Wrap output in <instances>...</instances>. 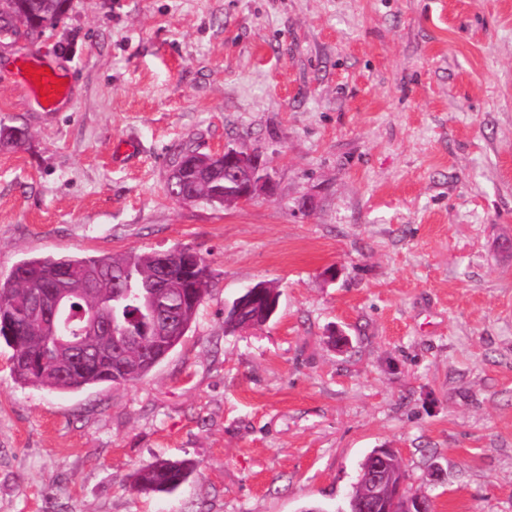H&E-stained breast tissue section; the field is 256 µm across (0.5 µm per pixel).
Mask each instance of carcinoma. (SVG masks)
I'll return each instance as SVG.
<instances>
[{
	"mask_svg": "<svg viewBox=\"0 0 512 512\" xmlns=\"http://www.w3.org/2000/svg\"><path fill=\"white\" fill-rule=\"evenodd\" d=\"M70 0H0V37L38 38L55 28L68 10ZM27 138L22 125H14L0 118V149L21 147ZM180 176L168 188L170 194L186 203H199L211 207H224V159L219 156L199 157V152L180 145L177 160ZM93 269L105 279L89 293L73 297L76 313L86 315L102 312L115 320L114 333L93 336L98 342L96 351L112 356V348L132 339L145 351H155L161 338L149 330L152 317L145 310L143 300L130 297L115 298L112 277L130 273L132 284L147 283L153 278L152 253H128L121 256L89 257H32L20 261L4 279L0 278V340L12 349V368L22 382L55 392H73L100 384H130L141 379L129 363L131 370L113 367L97 371L93 367L69 378H61L36 364L47 356L48 348L40 338V325L29 314L41 289L55 284V275L63 270L70 276L69 287L82 288L83 274ZM206 269H190L182 260L171 261L164 285L142 288L141 295L149 296L155 307L173 310V315L191 324L207 292ZM195 470L189 459L158 458L134 474L133 487L140 492L170 493L185 483Z\"/></svg>",
	"mask_w": 512,
	"mask_h": 512,
	"instance_id": "carcinoma-1",
	"label": "carcinoma"
}]
</instances>
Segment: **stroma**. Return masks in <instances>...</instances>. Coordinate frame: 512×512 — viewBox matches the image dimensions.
Returning a JSON list of instances; mask_svg holds the SVG:
<instances>
[{
  "label": "stroma",
  "instance_id": "stroma-1",
  "mask_svg": "<svg viewBox=\"0 0 512 512\" xmlns=\"http://www.w3.org/2000/svg\"><path fill=\"white\" fill-rule=\"evenodd\" d=\"M33 52L71 85L50 112L15 83ZM1 116L28 138L0 151V277L187 246L209 280L130 385H23L0 342V512H343L375 448L433 512H512V0H71L0 41ZM184 142L261 152L271 191L178 201ZM261 281L275 316L225 331ZM161 457L197 469L133 491ZM277 288L273 283L259 282L244 289L243 293L234 300L228 312V314L231 313L234 316L235 321L239 324L236 332L245 333L256 327L253 322L246 320L243 315L259 303L262 304L266 316L265 324L269 322L279 304L280 293Z\"/></svg>",
  "mask_w": 512,
  "mask_h": 512
}]
</instances>
